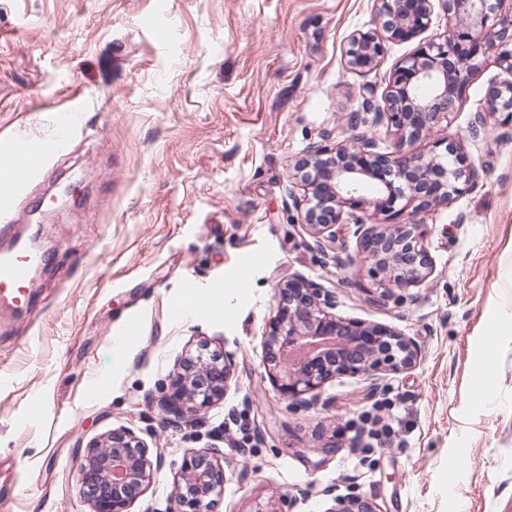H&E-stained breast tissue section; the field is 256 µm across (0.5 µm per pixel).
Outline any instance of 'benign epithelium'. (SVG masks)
<instances>
[{
    "mask_svg": "<svg viewBox=\"0 0 512 512\" xmlns=\"http://www.w3.org/2000/svg\"><path fill=\"white\" fill-rule=\"evenodd\" d=\"M386 18L382 31L353 33L345 50L346 65L359 72L375 69L385 43L408 41L432 23V0H379ZM456 27L443 41L429 43L400 59L381 98L376 86L363 88V111L351 112L347 126L369 123L394 129L399 142L413 141L450 118L458 89L482 62L476 45L495 57L500 72L493 77L484 104L470 122L471 138L485 133L488 120L501 117L512 125V2L507 0H443ZM494 29L482 40L480 30ZM294 178L303 197H292L301 224L322 253L336 243L338 224L355 227L356 251L342 248L333 255L345 269L360 262L378 285L372 304L384 307L394 290L418 287L433 271L423 225L397 221L408 207L419 212L446 205L472 186L475 171L464 145L450 142L443 154L382 152L375 138L352 136L350 143L313 144L296 164ZM396 220L365 227L367 210ZM336 293L297 274L278 289L276 314L269 321L263 345L270 378L279 392L310 408L322 403V388L341 377H360L369 392L381 389L384 376L415 363L413 341L381 323L336 316ZM231 353L204 359L185 356L156 401L165 419L178 424L222 399L231 380ZM154 477L150 448L134 430L120 427L85 447L77 470L81 496L90 512H131ZM224 491V466L213 447L188 452L174 482L169 512H211ZM333 496L327 512H373L358 498Z\"/></svg>",
    "mask_w": 512,
    "mask_h": 512,
    "instance_id": "1",
    "label": "benign epithelium"
}]
</instances>
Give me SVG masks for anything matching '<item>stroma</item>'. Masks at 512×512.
Listing matches in <instances>:
<instances>
[{
	"mask_svg": "<svg viewBox=\"0 0 512 512\" xmlns=\"http://www.w3.org/2000/svg\"><path fill=\"white\" fill-rule=\"evenodd\" d=\"M378 0H0V131L50 138L47 115L80 94L86 122L41 183L17 203L18 228L53 253L31 309L0 310V512H85L76 481L85 447L119 427L158 463L132 512H168L184 455L224 453L214 512H328L339 495L374 512H512V134L472 140L493 56L462 87L448 123L405 143L444 153L463 140L472 188L415 214L431 277L387 307L373 281L317 251L291 200L307 148L385 89L396 63L444 39L453 21L433 2L430 28L387 43L378 67L350 70V35L378 24ZM71 186L42 223V193ZM337 295L338 316L388 325L417 346L384 388L343 377L303 408L269 379L263 334L279 286L294 275ZM223 294L174 318L186 279ZM138 329L122 353L111 337ZM231 352L222 400L166 423L152 398L184 354ZM236 412L249 438L217 427ZM392 415L393 433L374 416Z\"/></svg>",
	"mask_w": 512,
	"mask_h": 512,
	"instance_id": "stroma-1",
	"label": "stroma"
}]
</instances>
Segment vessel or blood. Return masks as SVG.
Listing matches in <instances>:
<instances>
[{
	"label": "vessel or blood",
	"mask_w": 512,
	"mask_h": 512,
	"mask_svg": "<svg viewBox=\"0 0 512 512\" xmlns=\"http://www.w3.org/2000/svg\"><path fill=\"white\" fill-rule=\"evenodd\" d=\"M54 135L37 142L14 135L0 137V301L16 311L28 310L35 272L43 257L13 224V210L27 184L49 158L63 154L84 121V106L70 101L51 115Z\"/></svg>",
	"instance_id": "1"
}]
</instances>
